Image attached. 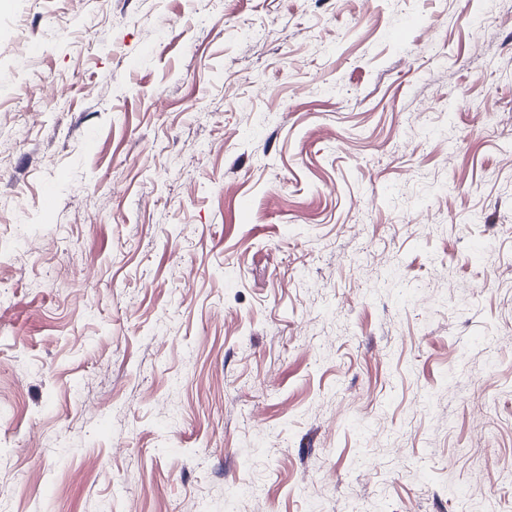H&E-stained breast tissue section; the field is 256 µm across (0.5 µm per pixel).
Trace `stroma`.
Masks as SVG:
<instances>
[{
    "mask_svg": "<svg viewBox=\"0 0 512 512\" xmlns=\"http://www.w3.org/2000/svg\"><path fill=\"white\" fill-rule=\"evenodd\" d=\"M0 512H512V0H0Z\"/></svg>",
    "mask_w": 512,
    "mask_h": 512,
    "instance_id": "stroma-1",
    "label": "stroma"
}]
</instances>
